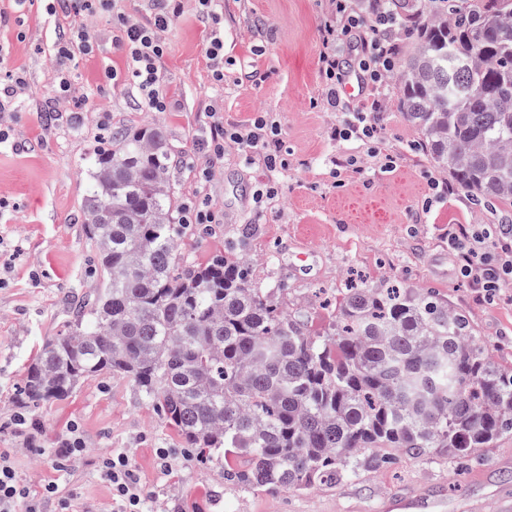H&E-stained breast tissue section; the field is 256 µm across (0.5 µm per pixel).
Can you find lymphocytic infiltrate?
Wrapping results in <instances>:
<instances>
[{
	"label": "lymphocytic infiltrate",
	"mask_w": 512,
	"mask_h": 512,
	"mask_svg": "<svg viewBox=\"0 0 512 512\" xmlns=\"http://www.w3.org/2000/svg\"><path fill=\"white\" fill-rule=\"evenodd\" d=\"M156 2L149 20L124 21L119 39L126 56L124 76L136 88L141 106L149 112H163L168 108L160 70L164 35L182 8L181 0ZM194 3L201 20L213 25L206 55L211 79L220 86L224 83V32L216 24L214 0H194ZM332 3L333 9L323 27L320 71L327 86V106L342 115L333 135L343 139L353 135L370 139L377 131L376 118L384 111L392 92L387 79L398 60V42L409 35L410 29L400 17L397 0H369L365 9L360 8L359 0H332ZM340 44L354 53L356 64H344L336 53ZM352 79L373 92L365 109L351 108L340 97V87ZM276 134L274 125L262 115L243 127L227 129L217 125L210 131L208 151L218 158L230 143L259 148L262 166L273 173L285 165ZM451 241L463 251L466 275L479 278L485 290L497 288L502 276H512L511 227L490 242L480 233L465 230L452 234ZM97 474L112 488V512H153L152 495L142 485L127 452L115 449L101 455ZM0 512H69V507L57 482L48 483L42 495L30 494L18 480L10 455L0 451Z\"/></svg>",
	"instance_id": "f902f5d3"
}]
</instances>
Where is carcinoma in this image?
<instances>
[{
    "label": "carcinoma",
    "mask_w": 512,
    "mask_h": 512,
    "mask_svg": "<svg viewBox=\"0 0 512 512\" xmlns=\"http://www.w3.org/2000/svg\"><path fill=\"white\" fill-rule=\"evenodd\" d=\"M492 2L429 5L392 79L434 168L501 203L512 200V0ZM171 162L148 122L90 164L82 211L99 288L28 367L24 405L121 374L183 447L266 492L331 484L367 452L378 467L379 448L463 460L512 432V369L431 293L351 288L314 335L287 289L255 287L246 258L189 260L177 239L209 228L175 223Z\"/></svg>",
    "instance_id": "obj_1"
}]
</instances>
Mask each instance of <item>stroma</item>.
Returning <instances> with one entry per match:
<instances>
[{
    "mask_svg": "<svg viewBox=\"0 0 512 512\" xmlns=\"http://www.w3.org/2000/svg\"><path fill=\"white\" fill-rule=\"evenodd\" d=\"M330 8L329 0H221L231 64L219 87L206 57L210 29L186 0L161 63L171 107L155 114L138 104L135 90L105 79L106 70L124 69L115 42L122 22L147 20L150 0H112L109 11L52 22L41 0H0V83L25 80L0 112V448L14 449L17 476L32 494L55 481L73 512H111L112 491L96 464L121 449L152 492L155 512H385L389 499L417 488L436 491L447 512H470L477 501L482 512H499L500 501L512 497V433L466 462L388 448L383 467L368 464L332 484L270 494L241 490L226 479L223 463L200 462L120 374L90 377L50 404L22 409L16 402L43 342L63 331L74 299L99 285L81 210L89 161L109 146L113 131L152 120L172 148L179 201L207 197L227 217L209 235L181 239V251L196 263L261 255L254 285L287 289L289 302L309 305L317 333L329 318L323 301L348 286L426 289L467 318L476 343L496 362L512 367V279L485 292L462 273L464 260L448 242L449 226L459 224L499 236L502 224L512 225V206L477 204L452 185L447 198L423 211L437 171L417 150L421 133L399 96L380 114L375 140H333L339 115L326 108L319 63ZM82 26L92 35L89 55L50 56L55 40ZM63 70L84 101L75 112L53 102ZM261 112L280 129L285 170L267 174L244 147L209 160L212 125H246ZM261 188L271 194L259 203ZM299 252L307 256L304 267L286 276L284 262ZM21 416L27 427L17 426ZM73 435L85 452L56 471L51 451ZM159 448L172 452L165 472L156 464Z\"/></svg>",
    "mask_w": 512,
    "mask_h": 512,
    "instance_id": "stroma-1",
    "label": "stroma"
}]
</instances>
